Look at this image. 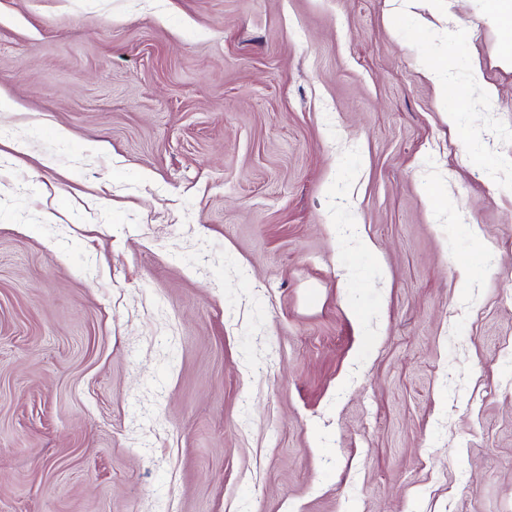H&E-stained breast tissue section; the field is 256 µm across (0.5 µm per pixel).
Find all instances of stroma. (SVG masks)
<instances>
[{
    "instance_id": "1",
    "label": "stroma",
    "mask_w": 512,
    "mask_h": 512,
    "mask_svg": "<svg viewBox=\"0 0 512 512\" xmlns=\"http://www.w3.org/2000/svg\"><path fill=\"white\" fill-rule=\"evenodd\" d=\"M0 93V512H512L484 0H0Z\"/></svg>"
}]
</instances>
